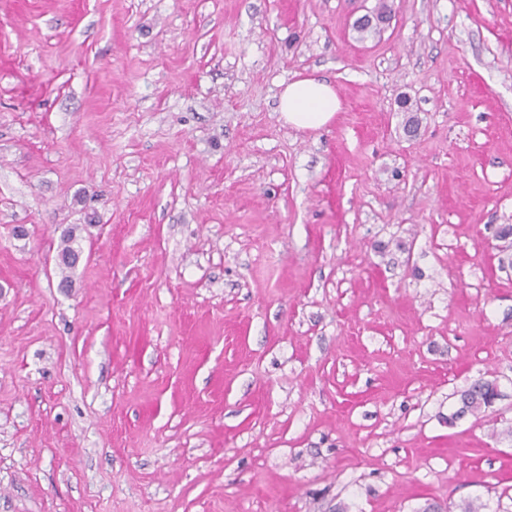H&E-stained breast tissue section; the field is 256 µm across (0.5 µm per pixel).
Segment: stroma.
<instances>
[{
    "label": "stroma",
    "instance_id": "obj_1",
    "mask_svg": "<svg viewBox=\"0 0 512 512\" xmlns=\"http://www.w3.org/2000/svg\"><path fill=\"white\" fill-rule=\"evenodd\" d=\"M377 3L0 0V512H512V0ZM340 108V100L333 87L313 77L288 83L279 100V110L285 122L298 129L324 127ZM498 385L496 381L479 378L474 380L462 390L459 394V402L462 406L451 417L455 416L458 411L464 414L470 412L471 414H479L494 405L498 400L499 393L497 391Z\"/></svg>",
    "mask_w": 512,
    "mask_h": 512
}]
</instances>
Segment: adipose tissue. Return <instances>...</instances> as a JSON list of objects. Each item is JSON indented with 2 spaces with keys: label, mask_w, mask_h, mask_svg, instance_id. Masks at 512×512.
I'll list each match as a JSON object with an SVG mask.
<instances>
[{
  "label": "adipose tissue",
  "mask_w": 512,
  "mask_h": 512,
  "mask_svg": "<svg viewBox=\"0 0 512 512\" xmlns=\"http://www.w3.org/2000/svg\"><path fill=\"white\" fill-rule=\"evenodd\" d=\"M340 108V100L333 87L313 77L288 83L279 100V110L285 122L299 129L326 126Z\"/></svg>",
  "instance_id": "ef3b65f1"
}]
</instances>
